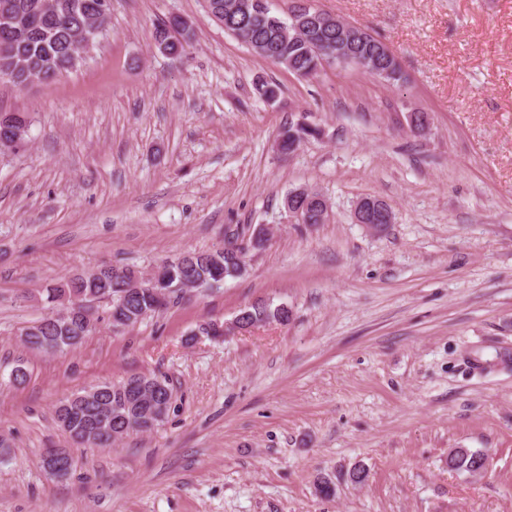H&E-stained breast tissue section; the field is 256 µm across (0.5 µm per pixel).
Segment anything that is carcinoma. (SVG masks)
Wrapping results in <instances>:
<instances>
[{
	"mask_svg": "<svg viewBox=\"0 0 512 512\" xmlns=\"http://www.w3.org/2000/svg\"><path fill=\"white\" fill-rule=\"evenodd\" d=\"M210 14L224 26V30L249 45L258 55L280 64L299 77H310L318 72L322 62L336 54V45H344L355 57L367 58L376 67L389 71L385 80L392 84L406 81L401 66L390 49L372 34L364 38L349 37L339 24H329L330 13L308 10L299 21L292 17L284 20L254 7L252 0H207ZM46 35L32 38L24 30L14 32L16 51L31 63L37 72V83L55 81L72 70L67 54L72 50L80 32V17L69 13H56L44 20ZM187 23L170 18L154 28L157 45H165L170 56H178L185 50L188 39L182 30ZM286 135L284 149L290 150L301 144L314 130L301 126L283 131ZM224 246L205 252H188L167 262L166 276L170 280L168 302L182 299L176 285L184 276H192L202 283L224 280L239 275L240 264L247 262V254L233 243L240 236L230 230L225 233ZM138 271L133 268L101 271L94 276L80 275L45 289L48 312L35 322L23 341L30 351L55 355L80 346L91 331L84 328L81 316L71 319V325L63 326L58 314L63 301L79 296L87 302L106 301L109 305L108 320L112 327H132L144 319L160 313L166 305L155 297L148 282L132 287ZM247 324L256 325L269 320L286 323L290 312L284 306L271 307L257 303L241 310ZM96 392L93 401L81 400L77 393L60 402L55 409L56 421L78 443L102 448L112 445L131 432L146 433L153 430L162 419L146 413L143 399L170 406L171 389L164 379L145 375H132L117 383H103L90 388ZM483 453L469 448H452L448 452V468L478 473Z\"/></svg>",
	"mask_w": 512,
	"mask_h": 512,
	"instance_id": "cac0c4a2",
	"label": "carcinoma"
}]
</instances>
